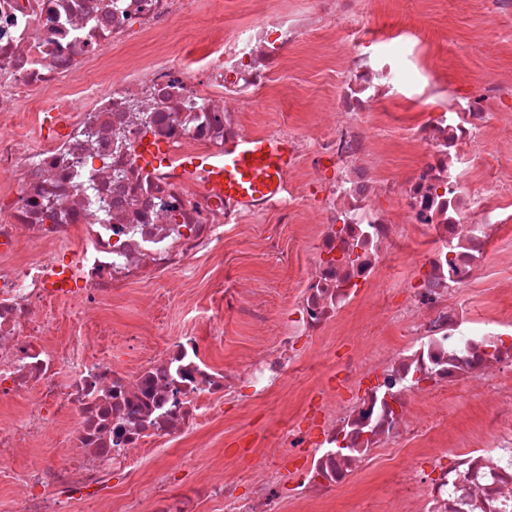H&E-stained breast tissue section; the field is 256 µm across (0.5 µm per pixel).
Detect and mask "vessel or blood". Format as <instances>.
Listing matches in <instances>:
<instances>
[{"label":"vessel or blood","mask_w":512,"mask_h":512,"mask_svg":"<svg viewBox=\"0 0 512 512\" xmlns=\"http://www.w3.org/2000/svg\"><path fill=\"white\" fill-rule=\"evenodd\" d=\"M146 168L167 165L169 152L163 144L148 140L141 148ZM292 163L288 145L266 137H252L225 149L215 158L188 157L183 165L199 170L203 192H216L244 200L270 198L280 193Z\"/></svg>","instance_id":"b4317fda"}]
</instances>
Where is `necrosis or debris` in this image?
Returning <instances> with one entry per match:
<instances>
[{
  "mask_svg": "<svg viewBox=\"0 0 512 512\" xmlns=\"http://www.w3.org/2000/svg\"><path fill=\"white\" fill-rule=\"evenodd\" d=\"M349 0H0V402L26 399L0 424V477L13 480L17 512H140V489L112 504V480L139 473L137 453L197 430L224 401L278 393L334 337L319 400L299 396L275 447L255 425L237 426L223 475L177 488V462L152 478V512H197L201 497L224 512H333L374 467L365 512H512V282L495 312L463 292L483 275L492 246L512 232V183L476 187L464 147L495 113L512 110V83L462 92L430 108L413 137L425 159L404 180L380 177L369 118L389 97L409 41L378 53L341 43L345 69L325 130L280 124L293 164L275 197L241 203L199 190L176 169L189 154H220L253 130L245 113L287 93L273 77L290 48L335 34ZM206 51L188 61L174 34L199 15ZM62 119L45 127L47 114ZM169 147L173 164L139 162L143 139ZM332 170L323 178V170ZM311 218L307 271L283 308L271 346L214 367L195 330L168 337L159 355L128 364L116 333L89 318L125 289L169 293L197 283L196 261L221 270L240 224ZM30 251L20 256V242ZM80 283L61 296L50 276L61 259ZM402 263L391 307L398 334L380 348L358 342L349 315L376 314L380 276ZM69 313L60 316L59 303ZM347 355H339L341 346ZM477 391L476 418L441 414L448 396ZM491 446H484V438ZM43 440V467L16 478L10 462ZM66 456H58V449ZM249 485V495L238 492Z\"/></svg>",
  "mask_w": 512,
  "mask_h": 512,
  "instance_id": "necrosis-or-debris-1",
  "label": "necrosis or debris"
}]
</instances>
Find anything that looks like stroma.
I'll return each mask as SVG.
<instances>
[{
  "label": "stroma",
  "instance_id": "35a3bbf8",
  "mask_svg": "<svg viewBox=\"0 0 512 512\" xmlns=\"http://www.w3.org/2000/svg\"><path fill=\"white\" fill-rule=\"evenodd\" d=\"M427 14L435 20H447L446 38H432L427 53L443 70L445 88L425 100L413 95L395 97L384 103L377 119L382 148L379 169L388 177L402 178L419 161L420 154L409 145L412 129L424 111L442 99L452 97L458 89L477 90L482 84L512 78V15H498L490 0H355L352 8L336 22L337 34L359 29L370 51L382 49L383 38L396 34L407 16ZM496 28L502 50L488 53L484 35ZM298 66L289 68L288 82L297 93L289 100L270 98L263 111L251 113L256 129L275 125L289 116L298 127L322 122L323 107L335 95L340 78L339 62L324 57H307L304 48L293 49ZM309 225L288 228L272 222L268 228L275 247L254 245L255 229L244 224L238 229L241 247L224 253V273L207 276L191 295L159 297L148 305L146 288L126 291L122 301L111 302L96 311V319L115 326L127 334L149 332L152 325L164 331L184 328L206 333L208 319L224 322L222 341L208 345L207 356L214 366L230 358L253 352L258 344L269 345L279 331L278 318L289 280L298 279L305 269L307 251L312 240ZM246 286L263 296L268 305V319L263 337H255L251 327L224 311V295ZM236 408L225 406L222 421L202 426L184 440L171 443L168 456L181 462L177 476L186 483H199L224 471L225 454L233 453L227 439L233 428Z\"/></svg>",
  "mask_w": 512,
  "mask_h": 512
}]
</instances>
